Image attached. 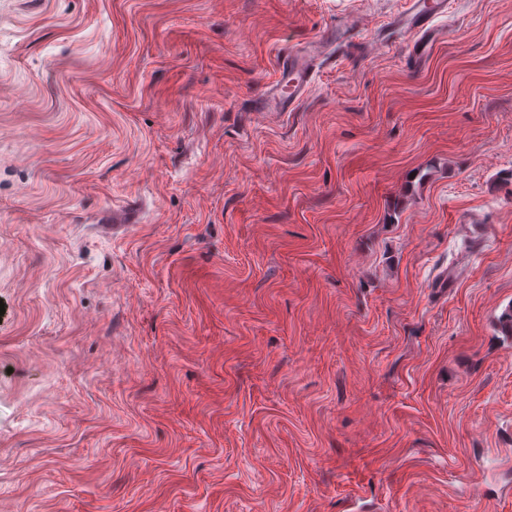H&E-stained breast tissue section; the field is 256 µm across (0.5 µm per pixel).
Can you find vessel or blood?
<instances>
[{
	"label": "vessel or blood",
	"mask_w": 512,
	"mask_h": 512,
	"mask_svg": "<svg viewBox=\"0 0 512 512\" xmlns=\"http://www.w3.org/2000/svg\"><path fill=\"white\" fill-rule=\"evenodd\" d=\"M448 13V0H406L405 9L394 17L409 36L407 61L411 67H423L437 42L446 31L439 22ZM367 15L346 16L332 31H326L318 39L300 48L288 50L278 62L277 75L264 93L253 100L251 109L266 115H278L294 111L298 102L308 92L317 68L333 58V49L360 46L364 55L374 56L386 48L383 35H376L367 42L356 43L355 35L369 28Z\"/></svg>",
	"instance_id": "1"
}]
</instances>
